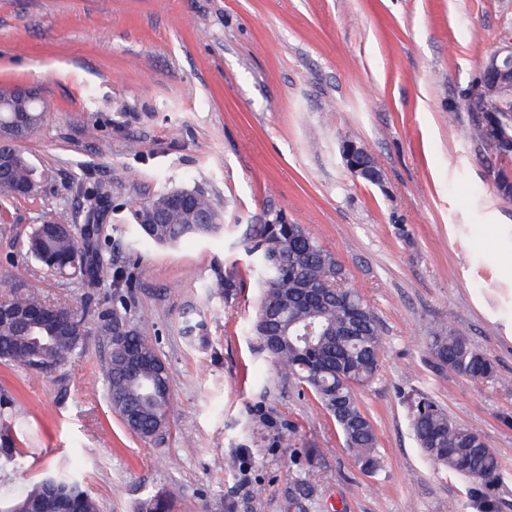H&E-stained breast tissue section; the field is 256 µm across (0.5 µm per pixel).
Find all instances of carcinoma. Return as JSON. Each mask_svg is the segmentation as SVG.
Masks as SVG:
<instances>
[{"label":"carcinoma","instance_id":"1","mask_svg":"<svg viewBox=\"0 0 512 512\" xmlns=\"http://www.w3.org/2000/svg\"><path fill=\"white\" fill-rule=\"evenodd\" d=\"M0 103L9 108L0 112V150L13 162L0 177V196L15 197L18 191L35 190L33 168L17 143L31 132L11 126L12 110L25 108L35 126L42 125L50 104L42 97L35 101L16 98L13 87L0 88ZM163 215V224H140V235L158 245H175L185 238H207L223 229L222 217L207 195L189 189H169L155 195L146 207L135 209L140 219L143 209ZM99 231L86 226L66 237L46 232V224L32 231L28 249L52 275H73L88 288L119 285L118 274L99 251ZM256 254L255 272L262 286L258 316L252 330L262 348L288 375L306 384L322 408L339 427L346 448L355 460L374 472L380 466L377 437L361 410L356 390L378 375L382 348L378 321L363 296L356 290L334 288L346 281L343 266L302 224L279 220L260 225L250 248ZM8 305H24L56 311L64 327H31L24 322H0V360L29 369H43L68 357L82 355L87 330V308L71 310L51 305L16 279ZM99 335L109 344L104 365V384L113 413L126 420L127 409L136 416L132 429L151 440L166 427L171 407L167 373L151 366L137 377L125 369L128 354L160 359L152 341L135 328L124 334L120 327L127 316L112 311L101 314ZM427 348L434 366L442 371L475 380H492L494 364L475 350L463 336L437 332L428 338ZM412 428L418 445L433 461L448 469L491 484L498 479L500 462L486 442L469 429L457 425L429 400L418 401L412 411ZM25 457L11 428L0 427V472L16 471ZM73 504L77 512H100L99 504L83 488L81 480L66 467L42 472L41 477L16 491L0 488V512H62ZM170 500L153 496L140 503L139 512H168Z\"/></svg>","mask_w":512,"mask_h":512}]
</instances>
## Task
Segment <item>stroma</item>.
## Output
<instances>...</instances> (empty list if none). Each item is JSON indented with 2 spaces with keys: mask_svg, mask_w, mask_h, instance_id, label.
<instances>
[{
  "mask_svg": "<svg viewBox=\"0 0 512 512\" xmlns=\"http://www.w3.org/2000/svg\"><path fill=\"white\" fill-rule=\"evenodd\" d=\"M512 40V0H0V87L50 104L19 148L38 188L0 203V299L15 278L88 307L83 355L46 372L0 362V421L25 448L15 484L79 472L100 512H512V200L470 136L460 92ZM362 145L383 174L356 178ZM108 187L100 252L127 285L50 276L27 253L35 225L83 224L79 188ZM204 192L222 231L172 247L139 240L134 210L161 190ZM303 224L373 308L383 348L357 391L381 465L363 471L313 392L251 330L261 291L248 251L276 215ZM234 288H225V280ZM152 339L173 407L154 441L125 428L102 383L98 316ZM445 329L495 380L438 371ZM427 397L497 455L490 485L418 446ZM359 147H361L365 155L373 161V166L370 168L360 166V159L362 157L356 152ZM343 156L348 169L355 177L362 175L369 178L374 183H379L382 180L383 176L381 170L377 167L371 155L362 146L355 142L345 143L343 146ZM357 159H359V161H357Z\"/></svg>",
  "mask_w": 512,
  "mask_h": 512,
  "instance_id": "stroma-1",
  "label": "stroma"
}]
</instances>
